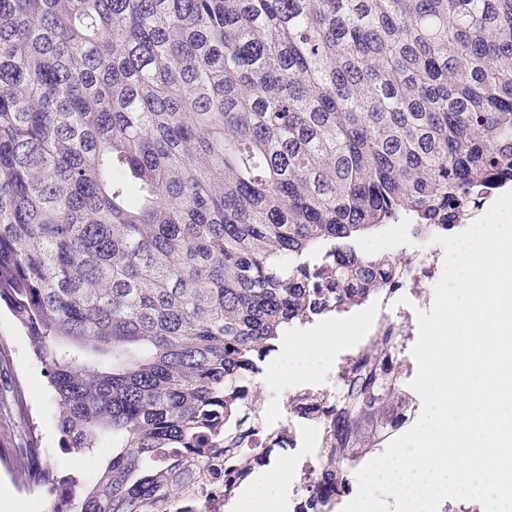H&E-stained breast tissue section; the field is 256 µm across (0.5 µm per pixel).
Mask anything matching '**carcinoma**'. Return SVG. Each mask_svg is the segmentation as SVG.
<instances>
[{
	"mask_svg": "<svg viewBox=\"0 0 512 512\" xmlns=\"http://www.w3.org/2000/svg\"><path fill=\"white\" fill-rule=\"evenodd\" d=\"M512 182V0H0V299L63 446L62 512H190L288 328ZM397 336L354 356L320 483L394 425Z\"/></svg>",
	"mask_w": 512,
	"mask_h": 512,
	"instance_id": "carcinoma-1",
	"label": "carcinoma"
}]
</instances>
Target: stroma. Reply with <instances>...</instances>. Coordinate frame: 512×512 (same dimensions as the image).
I'll return each instance as SVG.
<instances>
[{
	"label": "stroma",
	"mask_w": 512,
	"mask_h": 512,
	"mask_svg": "<svg viewBox=\"0 0 512 512\" xmlns=\"http://www.w3.org/2000/svg\"><path fill=\"white\" fill-rule=\"evenodd\" d=\"M58 406L46 370L6 305H0V512H49L43 492L25 488L16 476L29 463V444L37 442L55 478L78 476L94 483L111 451L80 453L63 447Z\"/></svg>",
	"instance_id": "obj_1"
}]
</instances>
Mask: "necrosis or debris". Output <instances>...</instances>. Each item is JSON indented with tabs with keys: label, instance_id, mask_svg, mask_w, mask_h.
I'll use <instances>...</instances> for the list:
<instances>
[{
	"label": "necrosis or debris",
	"instance_id": "necrosis-or-debris-1",
	"mask_svg": "<svg viewBox=\"0 0 512 512\" xmlns=\"http://www.w3.org/2000/svg\"><path fill=\"white\" fill-rule=\"evenodd\" d=\"M394 254L400 262L393 276L372 297V313L368 324L358 332L356 348H363L377 336L411 335L412 314L404 306L405 299L410 297L423 305L434 300V289L443 273V248L425 240L412 250L397 247ZM351 366V358H342L323 385L308 386L301 380H291L283 415H273L265 405L258 409L259 423L250 437L252 447L288 448L299 453L298 461L289 469L288 512H327V501L337 498L348 502L355 496L350 488L336 493L319 488L314 474ZM214 468L217 476L200 497L196 512H224L225 503L239 500V489L250 476L247 468L239 466L233 481H225L224 460L220 457L215 458Z\"/></svg>",
	"mask_w": 512,
	"mask_h": 512
}]
</instances>
